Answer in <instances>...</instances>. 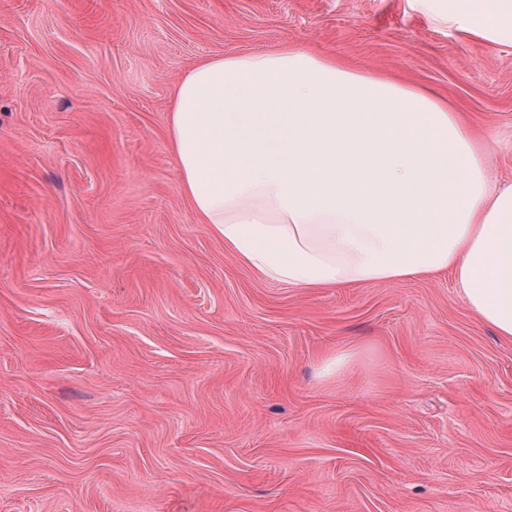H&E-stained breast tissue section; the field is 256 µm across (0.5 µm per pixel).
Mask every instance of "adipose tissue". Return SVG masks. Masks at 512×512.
Here are the masks:
<instances>
[{
	"label": "adipose tissue",
	"instance_id": "adipose-tissue-1",
	"mask_svg": "<svg viewBox=\"0 0 512 512\" xmlns=\"http://www.w3.org/2000/svg\"><path fill=\"white\" fill-rule=\"evenodd\" d=\"M512 46V0H411ZM169 138L189 208L259 278L314 290L452 273L512 340V181L447 102L290 47L207 59Z\"/></svg>",
	"mask_w": 512,
	"mask_h": 512
}]
</instances>
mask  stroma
<instances>
[{"label": "stroma", "instance_id": "35a3bbf8", "mask_svg": "<svg viewBox=\"0 0 512 512\" xmlns=\"http://www.w3.org/2000/svg\"><path fill=\"white\" fill-rule=\"evenodd\" d=\"M286 46L512 179V47L410 0H0V512H512V341L451 274L291 288L184 203L176 85Z\"/></svg>", "mask_w": 512, "mask_h": 512}]
</instances>
